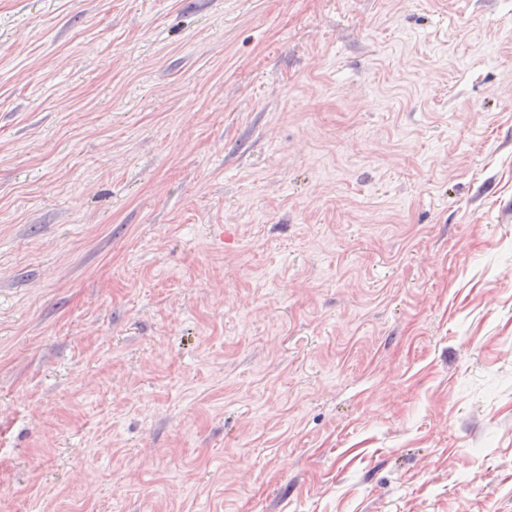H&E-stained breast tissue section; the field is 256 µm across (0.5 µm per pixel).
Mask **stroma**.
Masks as SVG:
<instances>
[{"label": "stroma", "instance_id": "obj_1", "mask_svg": "<svg viewBox=\"0 0 512 512\" xmlns=\"http://www.w3.org/2000/svg\"><path fill=\"white\" fill-rule=\"evenodd\" d=\"M0 512H512V0H0Z\"/></svg>", "mask_w": 512, "mask_h": 512}]
</instances>
